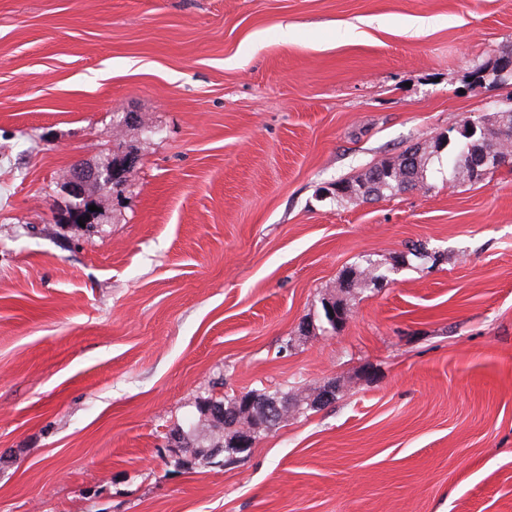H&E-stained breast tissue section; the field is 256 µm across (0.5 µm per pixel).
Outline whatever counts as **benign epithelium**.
Listing matches in <instances>:
<instances>
[{
    "mask_svg": "<svg viewBox=\"0 0 512 512\" xmlns=\"http://www.w3.org/2000/svg\"><path fill=\"white\" fill-rule=\"evenodd\" d=\"M114 177L110 170H97L82 165H77L69 172L67 176V186L70 193L79 198L83 196L84 186L89 183H95L99 189L103 191L112 190ZM332 323L335 329L343 328L351 319V315L346 313L341 305H336L330 301L327 303ZM338 388L336 383L328 381L324 383L320 389L312 396L315 404L319 407L328 406L336 401ZM198 411L200 416L206 417L212 414H224V421L233 423L238 426L239 411H244L251 415V429L243 432L235 441L238 448H252L259 440V436L263 433H270L276 429L282 418L292 410L291 404L280 398V396L256 397L254 395L241 394L237 396L236 407L232 411L227 412L224 407L215 406L214 400L203 398L199 400Z\"/></svg>",
    "mask_w": 512,
    "mask_h": 512,
    "instance_id": "benign-epithelium-1",
    "label": "benign epithelium"
}]
</instances>
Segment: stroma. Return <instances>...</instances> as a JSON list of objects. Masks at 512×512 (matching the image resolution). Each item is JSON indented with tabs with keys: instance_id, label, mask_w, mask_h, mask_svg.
I'll return each mask as SVG.
<instances>
[{
	"instance_id": "stroma-1",
	"label": "stroma",
	"mask_w": 512,
	"mask_h": 512,
	"mask_svg": "<svg viewBox=\"0 0 512 512\" xmlns=\"http://www.w3.org/2000/svg\"><path fill=\"white\" fill-rule=\"evenodd\" d=\"M509 44L512 0H0V512H512V171L336 197L512 109ZM334 379L235 463L167 447ZM114 177L111 170H97L82 165H77L69 172L67 176V186L70 193L77 198H81L84 192V186L89 183H95L101 191H111ZM395 267L392 266L390 269L382 270V266L376 263L371 259L366 260V266L364 267H355L350 268V270H346L338 279L339 288H337L336 297H340L342 301L345 302V306L348 311H350L353 307V304L350 302L355 297L357 293V289H361L362 283L368 282V284L377 287V282L379 280L388 281L389 271H394ZM351 275L355 276V281L352 279L349 284V288H344V278L347 276L348 278ZM337 281V283H338ZM341 288V289H340Z\"/></svg>"
}]
</instances>
